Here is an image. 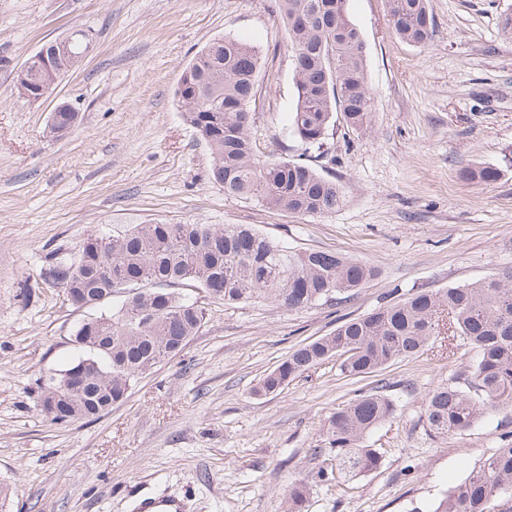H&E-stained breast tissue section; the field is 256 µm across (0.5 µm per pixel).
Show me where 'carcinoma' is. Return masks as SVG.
<instances>
[{
  "label": "carcinoma",
  "mask_w": 512,
  "mask_h": 512,
  "mask_svg": "<svg viewBox=\"0 0 512 512\" xmlns=\"http://www.w3.org/2000/svg\"><path fill=\"white\" fill-rule=\"evenodd\" d=\"M347 0H279L288 24L297 85L293 133L307 150H320L334 115L355 130L372 123L365 44L348 19ZM396 33L428 44L434 22L428 0H388ZM260 68L257 48L243 40L210 43L182 72L176 95L186 121L200 134L212 159L210 178L230 197L297 215L328 214L345 200L342 187L313 167L290 160L255 158L250 103ZM79 265L61 261L50 274L77 308H99L83 322L73 343L81 356L56 374L72 372L79 390L65 393L56 409H41L54 423L99 418L121 404L133 383L179 353L196 335L203 311L167 290L191 283L226 304L263 300L289 310L316 302L349 300L378 275L377 267L330 251L292 250L247 224H139L116 238L88 237ZM125 294L121 305L108 304ZM444 335L460 337L480 352L465 387L441 384L425 400L434 435L470 430L486 410L512 406V268L497 277L442 291L422 290L293 350L257 387L273 393L332 357L339 369L361 376L418 355ZM394 401L384 386L359 394L327 419L324 445L336 465L317 471L328 480L382 464L365 436L390 420ZM307 483L288 492L287 512H300ZM432 512H512V433L464 481L451 487Z\"/></svg>",
  "instance_id": "obj_1"
}]
</instances>
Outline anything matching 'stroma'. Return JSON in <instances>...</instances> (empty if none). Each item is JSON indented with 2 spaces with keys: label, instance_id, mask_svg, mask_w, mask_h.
<instances>
[{
  "label": "stroma",
  "instance_id": "stroma-1",
  "mask_svg": "<svg viewBox=\"0 0 512 512\" xmlns=\"http://www.w3.org/2000/svg\"><path fill=\"white\" fill-rule=\"evenodd\" d=\"M435 32L419 47L394 32L387 0H348L365 42L372 129L336 119L319 153L291 132L294 60L278 0H0V512H135L145 498L183 512H285L289 486L309 483L302 512H431L439 497L500 446L512 408L436 437L425 398L463 383L479 353L465 341L428 346L383 371L348 376L331 360L273 394L265 374L297 347L423 289L489 279L512 267V0H429ZM73 31L92 50L42 101L13 78L44 42ZM257 46L264 63L250 104L262 160L312 165L343 188L325 215L272 211L225 196L210 154L186 123L176 88L214 40ZM74 129L49 132L59 104ZM497 169L494 182L464 179ZM250 224L281 244L337 252L379 275L351 301L289 310L235 305L179 286L204 312L184 349L138 379L96 421L57 424L38 406L40 377L78 352V326L96 316L39 275L74 260L90 236L138 224ZM386 384L396 411L366 445L376 471L321 481L313 457L330 412Z\"/></svg>",
  "mask_w": 512,
  "mask_h": 512
}]
</instances>
